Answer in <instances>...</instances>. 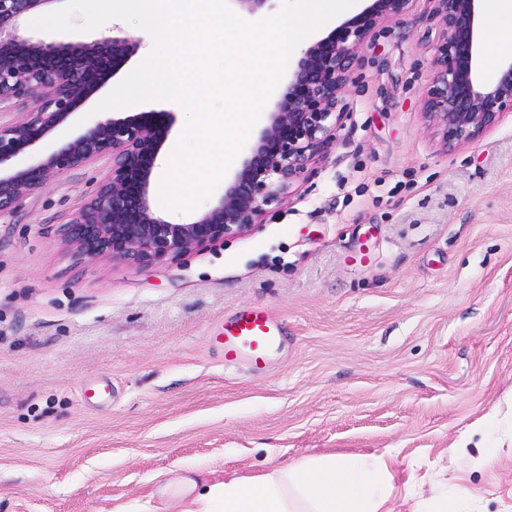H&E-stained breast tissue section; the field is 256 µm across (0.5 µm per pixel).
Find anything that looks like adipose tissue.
Instances as JSON below:
<instances>
[{"instance_id":"1","label":"adipose tissue","mask_w":512,"mask_h":512,"mask_svg":"<svg viewBox=\"0 0 512 512\" xmlns=\"http://www.w3.org/2000/svg\"><path fill=\"white\" fill-rule=\"evenodd\" d=\"M393 476L383 455H319L243 477L192 470L157 493L167 512H382Z\"/></svg>"}]
</instances>
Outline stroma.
Here are the masks:
<instances>
[{
	"mask_svg": "<svg viewBox=\"0 0 512 512\" xmlns=\"http://www.w3.org/2000/svg\"><path fill=\"white\" fill-rule=\"evenodd\" d=\"M71 22L63 41L153 42ZM443 36L435 0L378 29L328 148L244 235L145 267L80 259L60 228L107 158L0 215V512H162L157 483L181 469L373 452L389 512L445 489L512 512V114L441 146L421 100ZM364 243L375 262L349 263ZM251 305L285 327L261 373L214 341Z\"/></svg>",
	"mask_w": 512,
	"mask_h": 512,
	"instance_id": "1",
	"label": "stroma"
}]
</instances>
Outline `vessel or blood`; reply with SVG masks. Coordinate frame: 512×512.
<instances>
[{
	"instance_id": "vessel-or-blood-1",
	"label": "vessel or blood",
	"mask_w": 512,
	"mask_h": 512,
	"mask_svg": "<svg viewBox=\"0 0 512 512\" xmlns=\"http://www.w3.org/2000/svg\"><path fill=\"white\" fill-rule=\"evenodd\" d=\"M282 335L281 324L265 310L238 311L224 323V361L245 358L253 370H264L269 350L280 344Z\"/></svg>"
}]
</instances>
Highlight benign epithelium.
Returning a JSON list of instances; mask_svg holds the SVG:
<instances>
[{"label":"benign epithelium","mask_w":512,"mask_h":512,"mask_svg":"<svg viewBox=\"0 0 512 512\" xmlns=\"http://www.w3.org/2000/svg\"><path fill=\"white\" fill-rule=\"evenodd\" d=\"M52 2L0 0V112L29 103L20 119L0 123V215L63 173L108 157L111 168L62 225V238L88 260L109 256L149 266L257 224L264 207L278 201L341 126L343 90L374 30L406 15L413 0H369L362 12L302 51L241 168L224 182L222 196L189 223L170 222L154 209L150 176L168 132L156 118L97 119L49 154L17 163L20 154L64 125L108 71L140 45L127 36L103 43L35 41L26 24ZM438 2L445 35L423 108L443 145L455 148L474 142L512 112V53L500 60L496 79L484 81L476 68L484 0Z\"/></svg>","instance_id":"obj_1"}]
</instances>
